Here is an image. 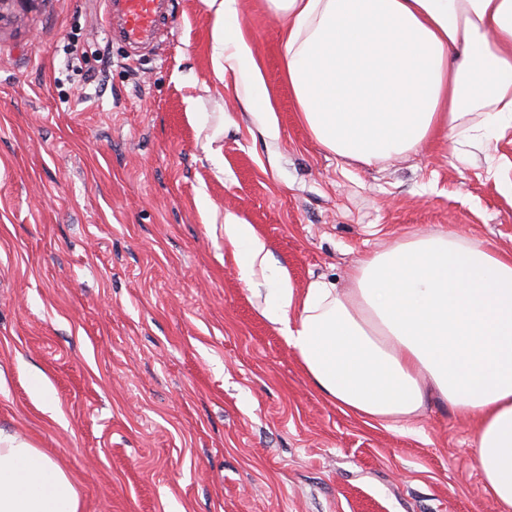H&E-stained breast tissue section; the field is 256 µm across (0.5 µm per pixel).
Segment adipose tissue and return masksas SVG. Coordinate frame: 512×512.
<instances>
[{"label": "adipose tissue", "mask_w": 512, "mask_h": 512, "mask_svg": "<svg viewBox=\"0 0 512 512\" xmlns=\"http://www.w3.org/2000/svg\"><path fill=\"white\" fill-rule=\"evenodd\" d=\"M216 15V75L234 72L244 109L277 140L267 83L238 21ZM285 29L284 78L304 126L337 157L372 165L442 138L479 146L512 134V0H266ZM477 122H469V115ZM242 274L266 273L262 315L344 413L410 422L429 396L474 426L497 512H512V255L451 231L368 255L349 286L296 288L253 225L224 216ZM60 464L0 432V512H80Z\"/></svg>", "instance_id": "obj_1"}]
</instances>
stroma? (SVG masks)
Listing matches in <instances>:
<instances>
[{"label": "stroma", "instance_id": "obj_1", "mask_svg": "<svg viewBox=\"0 0 512 512\" xmlns=\"http://www.w3.org/2000/svg\"><path fill=\"white\" fill-rule=\"evenodd\" d=\"M104 0H0V431L77 485L81 512H496L472 425L428 401L414 432L336 408L260 313L224 215L296 287L425 231L512 253L490 166L512 142L430 141L365 166L321 146L264 0L240 23L277 140L212 65L205 0H165L149 49ZM47 380L62 416L35 392Z\"/></svg>", "mask_w": 512, "mask_h": 512}]
</instances>
